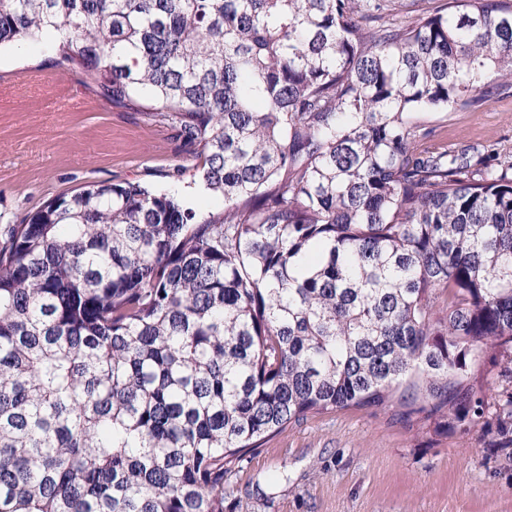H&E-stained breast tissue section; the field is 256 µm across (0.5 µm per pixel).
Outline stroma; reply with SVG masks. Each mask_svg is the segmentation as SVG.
<instances>
[{
	"label": "stroma",
	"instance_id": "obj_1",
	"mask_svg": "<svg viewBox=\"0 0 512 512\" xmlns=\"http://www.w3.org/2000/svg\"><path fill=\"white\" fill-rule=\"evenodd\" d=\"M435 146L512 152V92L442 116L420 112ZM176 123L115 103L56 45L0 49V225L94 182H139L197 209L218 203ZM475 428L416 432L368 410L312 416L251 451L224 512H512V457Z\"/></svg>",
	"mask_w": 512,
	"mask_h": 512
}]
</instances>
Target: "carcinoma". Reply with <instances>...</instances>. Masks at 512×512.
<instances>
[{
    "label": "carcinoma",
    "mask_w": 512,
    "mask_h": 512,
    "mask_svg": "<svg viewBox=\"0 0 512 512\" xmlns=\"http://www.w3.org/2000/svg\"><path fill=\"white\" fill-rule=\"evenodd\" d=\"M420 2L0 0V47L63 35L223 199L89 184L0 231V512H224L350 408L512 455V157L415 121L512 89V0Z\"/></svg>",
    "instance_id": "cac0c4a2"
}]
</instances>
